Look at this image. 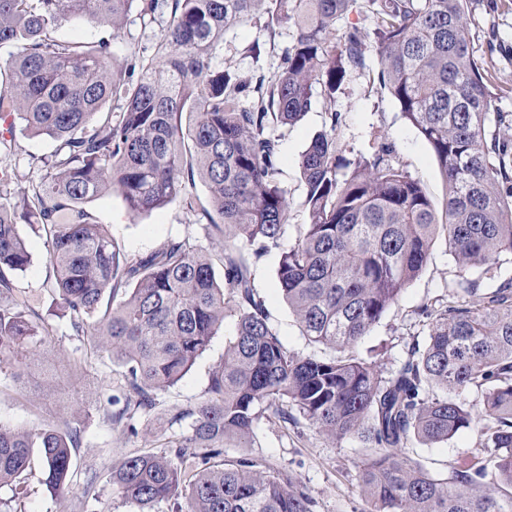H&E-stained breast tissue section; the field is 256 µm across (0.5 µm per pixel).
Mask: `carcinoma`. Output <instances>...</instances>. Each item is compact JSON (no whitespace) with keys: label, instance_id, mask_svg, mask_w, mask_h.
<instances>
[{"label":"carcinoma","instance_id":"cac0c4a2","mask_svg":"<svg viewBox=\"0 0 512 512\" xmlns=\"http://www.w3.org/2000/svg\"><path fill=\"white\" fill-rule=\"evenodd\" d=\"M169 24L154 53L114 63L112 41L56 37L65 22L121 33L131 13ZM367 11L372 33L341 25ZM253 19L296 34L277 72L244 76L218 60L224 30ZM378 58L377 80L431 147L445 184L436 204L392 163L382 143L354 160L336 136L334 95ZM329 128L300 159L308 221L286 239L289 202L277 179L271 123L291 126L315 89ZM123 103L115 118L105 110ZM512 119L497 106L474 58L468 0H0V146L16 133L48 138L40 181L13 195L14 171L0 167V374L21 377L39 361L49 324L32 318L13 276L31 265L17 210L46 236L54 291L71 335L121 361L129 394L113 419L135 431V415L181 381L231 313L236 334L194 408L170 420L189 430L161 454L124 458L112 471L122 498L172 512H313L308 490L248 458L262 419L301 416L339 442L372 449L358 483L369 512H512V278L483 287L485 266L512 253ZM205 184L209 204L187 191ZM119 193L149 214L174 200L222 238L223 280L209 249L168 241L125 253L83 204ZM459 278L448 303L420 310L396 370L352 354L422 272L438 236ZM275 251L277 280L304 335L332 349L317 358L288 351L251 278L252 262ZM482 395V452L437 478L403 452L414 441L446 442L471 427L459 398ZM77 428L37 433L0 425V507L27 494L30 450L40 449L45 483L74 477Z\"/></svg>","mask_w":512,"mask_h":512}]
</instances>
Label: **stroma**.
<instances>
[{
  "label": "stroma",
  "mask_w": 512,
  "mask_h": 512,
  "mask_svg": "<svg viewBox=\"0 0 512 512\" xmlns=\"http://www.w3.org/2000/svg\"><path fill=\"white\" fill-rule=\"evenodd\" d=\"M469 11L474 55L488 72L500 111L512 113V0H470ZM167 22L164 13L146 24L133 18L117 36L101 26L66 24L57 35L77 42L110 39L115 58L123 62L151 55ZM293 34L289 25L272 34L252 25L229 28L224 33V63L245 75L273 76ZM256 39L265 48L257 61L245 52L248 43ZM377 71L376 56H368L366 69L354 73L336 93V109L342 115L337 134L345 154L350 158L367 155L379 142L389 143L394 150L393 164L419 181L430 198L441 201L444 185L434 155L398 107L381 93L374 82ZM327 126L322 98L317 95L310 110L296 124L272 128L280 154L277 178L290 202L287 236H296L300 224L307 221L302 205L300 156ZM52 149L47 141L20 135L11 148L0 149V165L12 167L17 176L15 186L23 189L39 181L40 159ZM85 208L99 223L107 225L121 249L129 254H148L170 240L186 238L200 244L205 241L195 213L179 201L148 215H135L119 194L112 193L90 200ZM17 228L28 245L32 263L17 277L16 284L27 296L32 311L53 327V336L45 339L39 351L58 382L54 387H45L42 375L35 370L18 382L0 374V423L33 432L50 427H75L81 431V443L73 451L75 475L65 495L57 496L43 483L40 461L35 458L27 475L28 494L17 508L19 512H141L139 505L124 501L115 493L112 472L125 456L161 452L168 437L182 433V426L170 424L169 411L175 406L193 407L206 398L211 374L223 362L224 347L235 333L236 319L225 318L223 328L189 373L176 385L158 392L154 407L137 414L136 432H129L125 424L113 421V408L108 403L110 397H121L128 391L124 366L107 354L86 350L71 336L67 321L54 316V276L46 238L35 234L28 224L18 223ZM277 265L278 255L272 252L251 266L255 289L271 325L290 352L327 356L326 347L302 336L279 289ZM458 274L445 241L437 240L420 276L355 348V355L364 356L384 347L388 350L387 366H398L406 344L422 330L420 309L445 304L448 289ZM479 430V424H472L450 441L439 444L415 440L407 453L431 474L441 476L479 452ZM225 454L246 457L288 473L308 489L315 501L313 512H367L357 475L369 455L368 449L353 440L334 442L306 420L294 424L275 419L262 421L250 447L229 448Z\"/></svg>",
  "instance_id": "35a3bbf8"
}]
</instances>
